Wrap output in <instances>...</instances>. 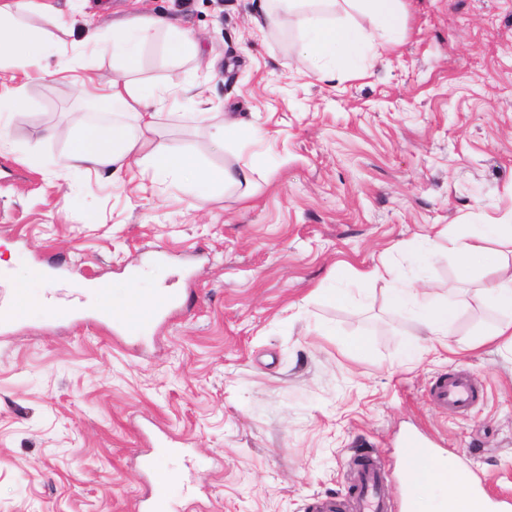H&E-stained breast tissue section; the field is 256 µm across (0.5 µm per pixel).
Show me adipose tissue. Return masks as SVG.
<instances>
[{
    "label": "adipose tissue",
    "instance_id": "adipose-tissue-1",
    "mask_svg": "<svg viewBox=\"0 0 512 512\" xmlns=\"http://www.w3.org/2000/svg\"><path fill=\"white\" fill-rule=\"evenodd\" d=\"M42 8L41 0H0V64L22 72L39 67L48 46L21 25L19 19ZM260 9L271 26L281 25L290 14L299 15L300 56L305 72L321 79L333 74L339 54L354 60L364 59L368 38L356 23V16L369 17L391 43L399 39L404 24L403 0H260ZM159 38L164 39L171 58L179 59L196 51L190 36L164 18L143 16L131 26L113 30L109 47L121 64L123 76L90 81L82 85L80 91L105 110L116 112L118 118L108 128L81 123L78 136L71 141L63 157V168L112 173L136 166L156 180L182 179L200 198L209 197L222 187L251 185L253 165L236 171L213 169L191 152L151 147V137L159 127L157 101L144 95L140 86L127 79L126 74L134 70L141 48ZM493 240L512 247V224L471 225L467 241L454 246L461 270L469 271L477 262L488 258L486 245ZM366 276L393 283L395 272L388 266L376 267L367 271ZM484 293L494 306L509 314L508 320L492 329V337H503L512 343V270L500 267L497 280L485 288ZM389 302L396 308H418V333L410 340V347L415 351L420 350L424 337L447 335L459 314L456 290L452 287L436 296L424 287L393 283ZM415 483L426 493L423 512H440L442 504L457 503L466 496L465 485L453 479L444 486H435L433 473L427 466L421 468Z\"/></svg>",
    "mask_w": 512,
    "mask_h": 512
}]
</instances>
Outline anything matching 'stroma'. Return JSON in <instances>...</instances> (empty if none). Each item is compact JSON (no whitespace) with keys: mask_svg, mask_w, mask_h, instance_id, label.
<instances>
[{"mask_svg":"<svg viewBox=\"0 0 512 512\" xmlns=\"http://www.w3.org/2000/svg\"><path fill=\"white\" fill-rule=\"evenodd\" d=\"M50 3L25 19L53 46L47 65L102 79L121 69L85 43V16L104 37L136 15L176 20L197 55L175 62L156 43L134 73L149 94L181 88L159 106L154 146L258 169L245 201L135 169L69 172L59 160L95 101L36 69L0 75L21 91L0 133V302L33 267L55 275L28 280V317L0 333V512H144L154 470L170 477L169 512H305L344 491L354 450L394 466L409 432L512 504V353L497 340L449 350L501 321L478 301L497 272L427 247L512 221V0H405L389 50L360 18L374 59L337 60L323 80L300 73L298 18L267 29L258 0ZM196 112L268 136L224 148ZM385 263L455 285L450 336L407 355L412 316L384 281L354 277ZM99 280L180 305L154 338L116 335L87 291ZM344 285L346 302L315 294ZM461 368L485 389L465 418L426 395Z\"/></svg>","mask_w":512,"mask_h":512,"instance_id":"35a3bbf8","label":"stroma"}]
</instances>
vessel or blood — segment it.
Returning <instances> with one entry per match:
<instances>
[{"mask_svg": "<svg viewBox=\"0 0 512 512\" xmlns=\"http://www.w3.org/2000/svg\"><path fill=\"white\" fill-rule=\"evenodd\" d=\"M135 299L144 307L145 314L135 321L121 322L123 332L144 336L155 322L177 303L176 297L163 293L135 292ZM481 390L471 375L444 374L436 377L430 387L429 399L441 409L464 413L480 399ZM400 472L405 481H413L423 464H430L438 483L448 480V460L437 456L417 434L404 436ZM354 480L345 491L317 496L310 505L312 512H413L415 505L405 499L387 495L390 471L383 458L375 451L357 454Z\"/></svg>", "mask_w": 512, "mask_h": 512, "instance_id": "obj_1", "label": "vessel or blood"}]
</instances>
